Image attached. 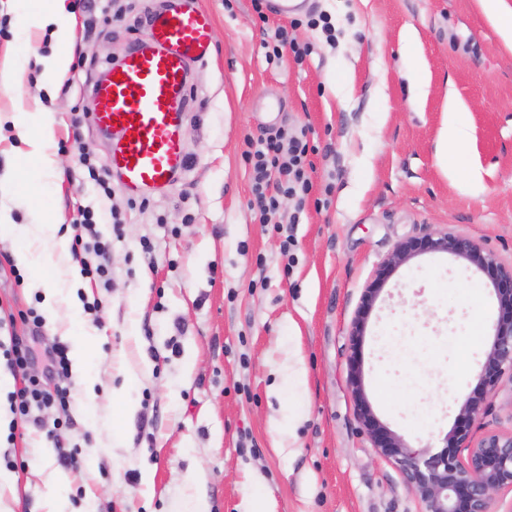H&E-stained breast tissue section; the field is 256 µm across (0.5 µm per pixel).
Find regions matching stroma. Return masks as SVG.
Listing matches in <instances>:
<instances>
[{
	"instance_id": "stroma-1",
	"label": "stroma",
	"mask_w": 512,
	"mask_h": 512,
	"mask_svg": "<svg viewBox=\"0 0 512 512\" xmlns=\"http://www.w3.org/2000/svg\"><path fill=\"white\" fill-rule=\"evenodd\" d=\"M198 3L214 19L213 52L189 75V162L143 206L119 181L107 198L89 178L79 147L106 172L110 138L80 117L136 38L134 20L161 0H123L125 19L112 24L66 0L74 40L59 84L26 58L32 48L57 51L50 28L18 31L21 11L42 0H0V204L17 224L61 215L66 234L85 208L116 212L124 229L115 240L110 225L99 227L112 240L108 281L80 278L53 306L42 284L11 272L26 240H0V321L36 310L40 351L97 330L94 383L71 375L68 420L53 407L42 413L81 450L79 470L59 463L45 432L10 430L0 392V472L12 478L0 487V512H47L57 479L70 512L91 494L98 512H250L258 500L268 512H420L361 431L352 384L410 448L441 451L459 419L448 385L474 391L490 342L471 333L465 291L479 288L487 325L498 302L488 273L445 253L400 265L371 308L363 298L402 241L432 232L467 234L512 264V47L478 0H309L329 16L330 37L287 18L259 20L251 0ZM280 26L310 44L303 63L288 51L266 61L262 31ZM409 30L419 38L412 56L402 48ZM452 98L473 138L449 172L440 135ZM20 112L51 126L58 177L36 174L15 126ZM281 127L306 128L315 148L312 201L291 229L288 257L255 217L243 158L247 138ZM419 336L439 347L435 361ZM462 336L469 373L460 377L441 347ZM297 363L299 389L288 380ZM123 387L127 413L113 398Z\"/></svg>"
}]
</instances>
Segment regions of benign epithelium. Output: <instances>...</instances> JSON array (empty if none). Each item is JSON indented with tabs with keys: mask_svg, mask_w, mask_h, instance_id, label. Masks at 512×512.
<instances>
[{
	"mask_svg": "<svg viewBox=\"0 0 512 512\" xmlns=\"http://www.w3.org/2000/svg\"><path fill=\"white\" fill-rule=\"evenodd\" d=\"M424 252L448 253L492 276L500 315L476 388L460 405L461 425L435 454L413 450L391 432L354 382L358 422L378 453L393 460L420 501L421 512H493L494 496L512 491V431H487L477 437L472 427L487 413V398L499 390L503 378L512 380V266H504L495 250L469 235L438 232L400 243L378 270L376 281L384 283L399 265Z\"/></svg>",
	"mask_w": 512,
	"mask_h": 512,
	"instance_id": "7a95c632",
	"label": "benign epithelium"
}]
</instances>
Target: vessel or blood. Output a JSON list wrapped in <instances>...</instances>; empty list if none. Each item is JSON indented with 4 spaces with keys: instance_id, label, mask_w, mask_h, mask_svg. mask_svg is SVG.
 I'll return each instance as SVG.
<instances>
[{
    "instance_id": "vessel-or-blood-1",
    "label": "vessel or blood",
    "mask_w": 512,
    "mask_h": 512,
    "mask_svg": "<svg viewBox=\"0 0 512 512\" xmlns=\"http://www.w3.org/2000/svg\"><path fill=\"white\" fill-rule=\"evenodd\" d=\"M212 28L211 15L192 0H168L92 89V123L111 135L109 162L129 197L165 192L188 164V76L210 56Z\"/></svg>"
}]
</instances>
